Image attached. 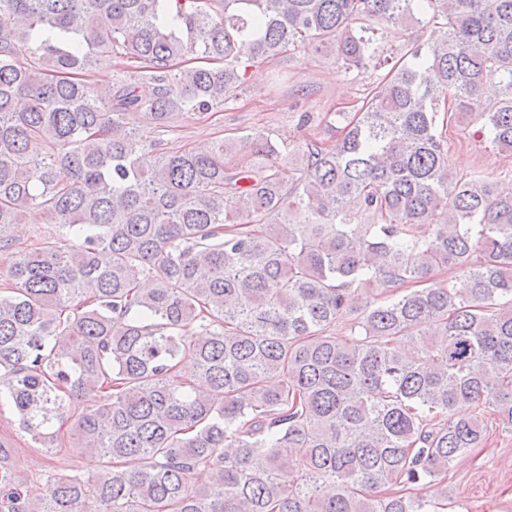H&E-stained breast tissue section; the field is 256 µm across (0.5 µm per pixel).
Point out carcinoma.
<instances>
[{
  "mask_svg": "<svg viewBox=\"0 0 512 512\" xmlns=\"http://www.w3.org/2000/svg\"><path fill=\"white\" fill-rule=\"evenodd\" d=\"M374 25L439 35L332 146L172 154L125 126L236 99L246 40L365 70ZM443 111L512 151V0H0V251L33 205L55 226L8 255L0 397L40 447L70 422L104 459L39 492L0 441V512H425L410 486L485 415L512 428V193L448 168ZM362 288L385 298L335 335Z\"/></svg>",
  "mask_w": 512,
  "mask_h": 512,
  "instance_id": "obj_1",
  "label": "carcinoma"
}]
</instances>
